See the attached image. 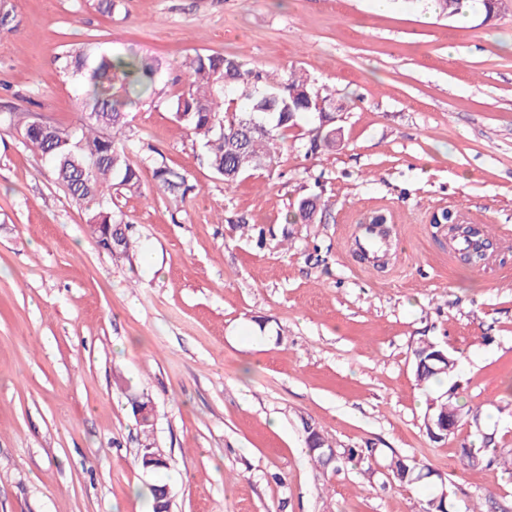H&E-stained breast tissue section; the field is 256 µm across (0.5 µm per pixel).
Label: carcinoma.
Returning a JSON list of instances; mask_svg holds the SVG:
<instances>
[{
    "label": "carcinoma",
    "instance_id": "obj_1",
    "mask_svg": "<svg viewBox=\"0 0 512 512\" xmlns=\"http://www.w3.org/2000/svg\"><path fill=\"white\" fill-rule=\"evenodd\" d=\"M496 7L497 0H436V9L444 16L481 10L489 17ZM18 26L13 4L0 0V32H13ZM54 62L74 81L79 100L88 109L82 123L72 127L43 122L29 112L14 110L0 115V122L14 128L49 161L56 183L87 211L88 229L96 245L102 244L101 225L110 224L115 253L128 258L134 248L130 224L113 208L112 200L114 191L140 187V168L131 160L124 139L129 118L126 107L141 94L155 90L167 65L132 50L115 55L97 41L80 43L55 56ZM181 67L188 82L170 101V109L202 145L211 171L228 185L269 166L281 149L280 132L295 126L302 114H315L319 121L312 130L308 152L340 144L339 131L331 126L335 95L297 70L273 75L246 67L240 56L202 53L185 57ZM318 99L331 108L325 112L318 109ZM153 177L157 186L175 199H185L192 189L183 175L163 163L154 166ZM321 209L320 196L307 197L298 204L290 223L310 224ZM439 351L432 343L414 350L418 382L437 381L453 373L456 359L450 356L444 364L434 358ZM462 415V407L447 396L425 415L426 435L433 441L447 438V428H456ZM303 432L308 454L323 467L362 463L373 455L371 447L347 448L333 458L320 428L305 422ZM462 455L471 467L497 461V451L489 440L483 448H462ZM390 473L401 484L432 476L428 466L406 457L393 459Z\"/></svg>",
    "mask_w": 512,
    "mask_h": 512
}]
</instances>
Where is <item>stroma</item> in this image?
<instances>
[{
    "label": "stroma",
    "mask_w": 512,
    "mask_h": 512,
    "mask_svg": "<svg viewBox=\"0 0 512 512\" xmlns=\"http://www.w3.org/2000/svg\"><path fill=\"white\" fill-rule=\"evenodd\" d=\"M12 3L0 113L78 124L53 58L91 38L167 60L172 79L126 130L141 185L114 202L134 226L130 260L95 245L48 163L0 125V512H152L129 404L142 392L171 512H419L443 491L453 512H512V249L471 266L431 222L450 206L512 239V0L465 24L429 0H119L109 15L97 0ZM196 52L327 85L339 147L307 154V117L272 165L224 184L169 108ZM159 157L193 184L183 203L157 189ZM315 194L323 214L289 223ZM376 212L379 264L352 237ZM427 342L457 367L424 386L413 352ZM448 393L480 418L437 442L423 419ZM306 421L336 450L375 453L323 469ZM487 435L500 464L465 465L462 447ZM395 456L433 477L394 482Z\"/></svg>",
    "instance_id": "stroma-1"
}]
</instances>
